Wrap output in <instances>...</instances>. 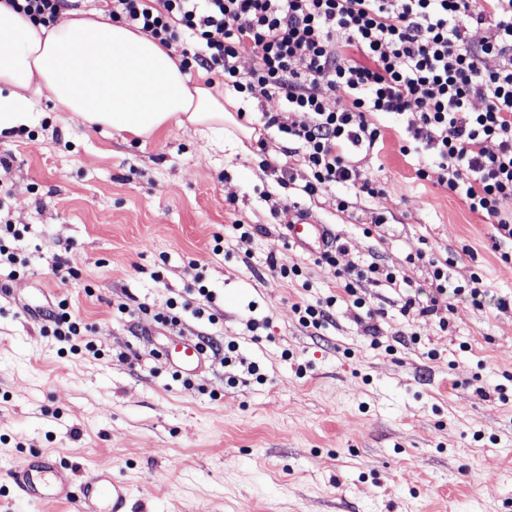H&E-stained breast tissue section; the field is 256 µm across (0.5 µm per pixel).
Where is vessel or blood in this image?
I'll return each mask as SVG.
<instances>
[{
  "label": "vessel or blood",
  "instance_id": "obj_1",
  "mask_svg": "<svg viewBox=\"0 0 512 512\" xmlns=\"http://www.w3.org/2000/svg\"><path fill=\"white\" fill-rule=\"evenodd\" d=\"M317 224H293L288 239L300 247L322 238ZM176 369L192 374L199 370L203 356L197 342L188 338L174 343ZM13 479L24 498L41 503L71 504L77 512H129L132 491L128 484L112 479L106 472L95 474L80 485H72L63 465L49 455L33 457L14 471Z\"/></svg>",
  "mask_w": 512,
  "mask_h": 512
}]
</instances>
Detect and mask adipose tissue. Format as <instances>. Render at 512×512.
<instances>
[{
  "instance_id": "1",
  "label": "adipose tissue",
  "mask_w": 512,
  "mask_h": 512,
  "mask_svg": "<svg viewBox=\"0 0 512 512\" xmlns=\"http://www.w3.org/2000/svg\"><path fill=\"white\" fill-rule=\"evenodd\" d=\"M181 61L103 15L70 12L44 26L0 0V135L29 128L44 98L107 133L146 140L175 125L223 137L237 123L223 90Z\"/></svg>"
}]
</instances>
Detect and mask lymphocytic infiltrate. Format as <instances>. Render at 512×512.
<instances>
[{
    "label": "lymphocytic infiltrate",
    "instance_id": "lymphocytic-infiltrate-1",
    "mask_svg": "<svg viewBox=\"0 0 512 512\" xmlns=\"http://www.w3.org/2000/svg\"><path fill=\"white\" fill-rule=\"evenodd\" d=\"M112 21L162 46L190 39L184 67L222 73L248 101H277L264 128L306 167L301 192L342 184L383 196L359 158L383 139L377 115L406 118V155L429 151L419 178L437 183L512 241V0H105ZM484 29L473 38L472 29ZM250 49L254 64L241 72ZM498 68L485 65L487 58ZM305 112L307 123L282 121ZM47 333L78 349L90 330L68 299L51 308Z\"/></svg>",
    "mask_w": 512,
    "mask_h": 512
}]
</instances>
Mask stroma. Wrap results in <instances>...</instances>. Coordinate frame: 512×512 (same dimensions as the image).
I'll return each instance as SVG.
<instances>
[{
    "instance_id": "1",
    "label": "stroma",
    "mask_w": 512,
    "mask_h": 512,
    "mask_svg": "<svg viewBox=\"0 0 512 512\" xmlns=\"http://www.w3.org/2000/svg\"><path fill=\"white\" fill-rule=\"evenodd\" d=\"M33 111L30 128L0 140V219L24 232L16 277L0 273V512H75L19 497L12 473L39 453L80 479L111 472L130 485L133 512H512V305H499L512 298V262L487 219L417 177L401 152L405 120L380 117V150L362 160L384 195L342 213L346 186L309 200L278 184L268 162L299 176L305 166L272 130L243 155L191 129L141 143L43 98ZM236 221L260 230L240 236ZM292 224L324 225L336 267L285 245ZM270 256L303 277L281 278ZM72 258L74 277L58 266ZM433 258L460 294L437 314H402L403 296L428 302ZM373 260L397 285L360 283L361 307L338 297L341 272ZM198 273L222 321L184 315L179 336L212 330L263 382L228 385L241 369L217 355L191 386L174 378L169 332L150 316ZM332 294L331 324L303 327L297 305ZM62 297L93 351L44 333L41 314ZM370 324L383 347H371ZM413 333L417 343L395 344Z\"/></svg>"
}]
</instances>
